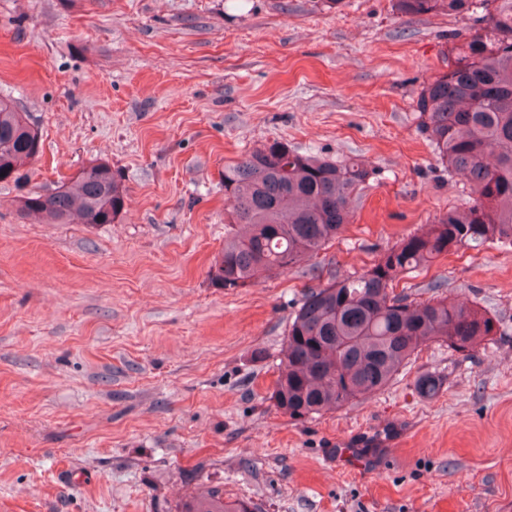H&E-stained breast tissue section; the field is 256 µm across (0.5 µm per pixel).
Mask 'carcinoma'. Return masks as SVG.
<instances>
[{
    "mask_svg": "<svg viewBox=\"0 0 512 512\" xmlns=\"http://www.w3.org/2000/svg\"><path fill=\"white\" fill-rule=\"evenodd\" d=\"M414 18L444 13L478 16L480 26L449 51L448 71L418 100L422 128L445 168L466 177L476 199L450 209L426 230L402 238L363 274L334 277L310 289L288 325L270 399L293 420L320 415L387 386L421 347L438 341L468 354L497 334L476 305L440 296L422 302L393 294L400 275L439 257L489 243L512 244V0H394ZM40 135L24 112L0 99V182H17L39 153ZM371 171L361 162L302 153L282 141L262 144L224 165L233 199L224 249L209 270L212 283L243 288L318 253L353 218L357 189ZM127 189L106 163L81 169L48 195L31 192L20 208L50 224H110ZM437 394L439 378L417 380ZM178 512H253L224 499L219 485L192 492Z\"/></svg>",
    "mask_w": 512,
    "mask_h": 512,
    "instance_id": "obj_1",
    "label": "carcinoma"
}]
</instances>
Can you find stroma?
Returning <instances> with one entry per match:
<instances>
[{
	"label": "stroma",
	"mask_w": 512,
	"mask_h": 512,
	"mask_svg": "<svg viewBox=\"0 0 512 512\" xmlns=\"http://www.w3.org/2000/svg\"><path fill=\"white\" fill-rule=\"evenodd\" d=\"M474 26L392 0H0V97L41 135L21 184L0 182V512H176L208 485L260 512H512V245L394 286L493 316L472 354L430 343L304 421L270 399L305 291L472 204L417 102ZM274 140L373 175L317 256L216 287L224 165ZM93 162L128 189L114 223L20 210Z\"/></svg>",
	"instance_id": "35a3bbf8"
}]
</instances>
